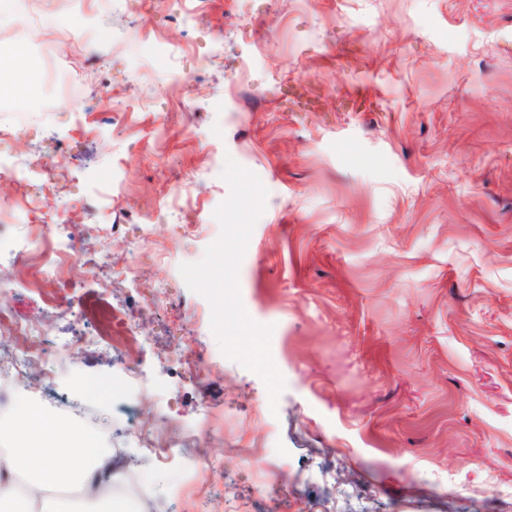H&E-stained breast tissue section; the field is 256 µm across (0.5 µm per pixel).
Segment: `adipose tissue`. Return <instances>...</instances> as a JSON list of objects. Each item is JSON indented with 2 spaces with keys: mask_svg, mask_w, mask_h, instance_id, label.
Listing matches in <instances>:
<instances>
[{
  "mask_svg": "<svg viewBox=\"0 0 512 512\" xmlns=\"http://www.w3.org/2000/svg\"><path fill=\"white\" fill-rule=\"evenodd\" d=\"M15 411L25 418L24 430L0 454V501L9 503L11 512H63L57 492L68 486L78 487L86 506L97 512H127V504L113 502L103 479L110 470L109 458L86 446L77 428L67 423L61 427L70 446L49 444L29 404L19 402Z\"/></svg>",
  "mask_w": 512,
  "mask_h": 512,
  "instance_id": "adipose-tissue-1",
  "label": "adipose tissue"
}]
</instances>
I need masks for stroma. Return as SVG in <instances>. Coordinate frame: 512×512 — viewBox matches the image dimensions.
<instances>
[{"label": "stroma", "mask_w": 512, "mask_h": 512, "mask_svg": "<svg viewBox=\"0 0 512 512\" xmlns=\"http://www.w3.org/2000/svg\"><path fill=\"white\" fill-rule=\"evenodd\" d=\"M174 8L78 0L84 30L113 35L84 51L98 76L0 146L37 163L0 181V305L56 340L27 397L66 393L73 370L106 388L95 412L114 421L113 472L141 481L138 512H195V489L173 493L124 430L126 367L152 387L139 421L159 401L173 428L216 417L192 453L222 512H512V0H205L189 26ZM160 39L188 45L194 87L167 68V95L136 83ZM111 172L115 231L94 193ZM48 180L80 201L65 218L81 252L136 259V280L103 289L70 263L62 300H41L47 251L17 212ZM160 281L169 303L148 311ZM114 301L146 346L124 366L66 349L70 313ZM174 342L204 384L157 363ZM247 449L266 456L240 465Z\"/></svg>", "instance_id": "35a3bbf8"}]
</instances>
